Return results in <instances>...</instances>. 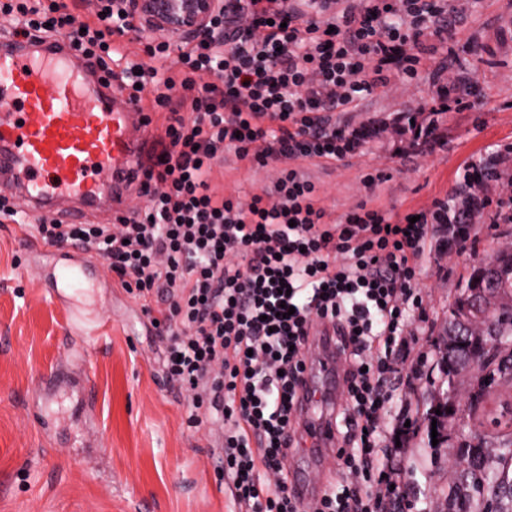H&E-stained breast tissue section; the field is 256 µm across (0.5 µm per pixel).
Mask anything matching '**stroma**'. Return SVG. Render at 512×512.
Here are the masks:
<instances>
[{
    "label": "stroma",
    "instance_id": "obj_1",
    "mask_svg": "<svg viewBox=\"0 0 512 512\" xmlns=\"http://www.w3.org/2000/svg\"><path fill=\"white\" fill-rule=\"evenodd\" d=\"M456 67L471 85V109L442 116L423 110L435 96L428 75L409 92H382L351 113L353 124L414 118L436 123L441 147L420 157L413 134L374 141L361 157L300 163L325 207L341 217L359 201L392 212L430 205L453 184L465 162L491 158L512 145V0H481L449 40ZM380 172L374 193L364 174ZM278 166L252 168L226 156L217 192L246 195L269 187ZM454 256L428 240L419 261L422 305L412 313L417 344L409 360L421 380L397 381L391 413L409 406L417 429L404 461L410 512H440L441 490L455 476L447 447L427 446L425 416L437 395L448 307L471 268L512 245L503 224H470ZM67 247L56 255L27 248L14 225L0 223V512H230L216 472L214 437L191 427L188 396L164 373L165 344L140 301L117 287L106 261L88 267L81 296L85 317L106 322L101 335L82 339L81 382L61 374L45 392L42 373L66 362L65 311L52 294L51 264L82 260ZM289 472L310 484L345 481L335 457L312 464L299 448L288 452Z\"/></svg>",
    "mask_w": 512,
    "mask_h": 512
}]
</instances>
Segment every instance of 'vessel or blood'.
<instances>
[{
	"label": "vessel or blood",
	"mask_w": 512,
	"mask_h": 512,
	"mask_svg": "<svg viewBox=\"0 0 512 512\" xmlns=\"http://www.w3.org/2000/svg\"><path fill=\"white\" fill-rule=\"evenodd\" d=\"M134 108L113 107L107 87L87 79L66 48L0 33V191L17 193L32 213L67 200L95 210L117 183L142 180L147 139L134 138ZM301 411L341 393L343 361L331 337H317Z\"/></svg>",
	"instance_id": "vessel-or-blood-1"
}]
</instances>
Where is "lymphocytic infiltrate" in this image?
Masks as SVG:
<instances>
[{"instance_id": "1", "label": "lymphocytic infiltrate", "mask_w": 512, "mask_h": 512, "mask_svg": "<svg viewBox=\"0 0 512 512\" xmlns=\"http://www.w3.org/2000/svg\"><path fill=\"white\" fill-rule=\"evenodd\" d=\"M238 29L224 40L145 43L147 64H127L132 21L106 10L86 17L76 0H0L13 31L69 48L134 105L152 86L165 138L144 168L143 206L110 224L43 217L26 232L106 260L117 284L142 301L166 343L165 369L190 398L192 424H217L221 471L233 512H403L402 462L412 430L389 416L393 380L406 370L419 304L416 269L428 239L457 245L464 225L512 223V173L497 163L461 166L444 197L416 213L361 201L338 219L296 168L343 161L386 134L342 120L365 97L403 90L433 69L452 95L427 108L462 112L471 92L452 67L433 63L471 0H228ZM257 167L281 163L272 186L249 200L217 195L225 155ZM294 307L281 316L282 307ZM335 331L348 358L335 408L345 422L336 460L349 483L297 500L283 474L309 429L299 394L317 327Z\"/></svg>"}]
</instances>
